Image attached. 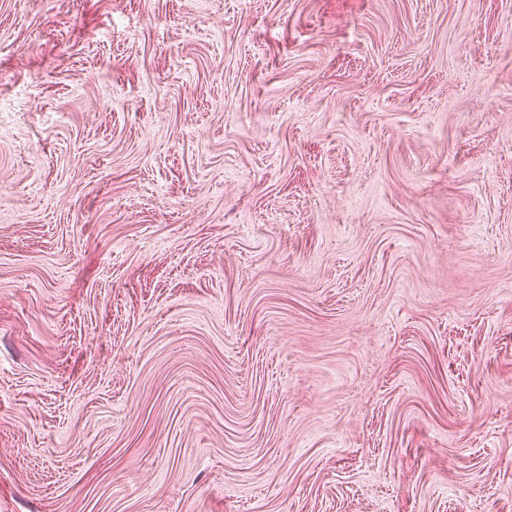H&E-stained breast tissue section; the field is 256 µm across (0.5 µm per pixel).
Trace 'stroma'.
Returning <instances> with one entry per match:
<instances>
[{
  "label": "stroma",
  "mask_w": 512,
  "mask_h": 512,
  "mask_svg": "<svg viewBox=\"0 0 512 512\" xmlns=\"http://www.w3.org/2000/svg\"><path fill=\"white\" fill-rule=\"evenodd\" d=\"M0 512H512V0H0Z\"/></svg>",
  "instance_id": "35a3bbf8"
}]
</instances>
